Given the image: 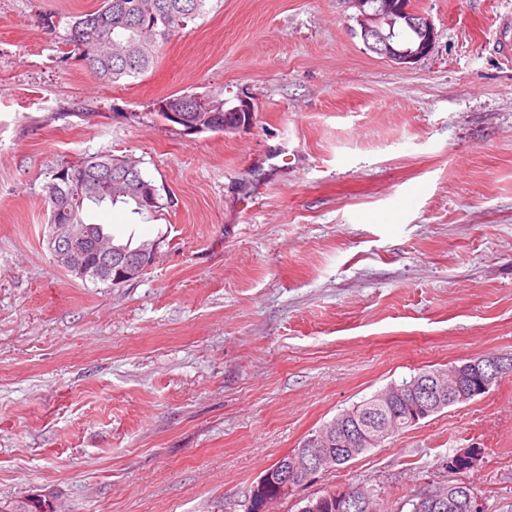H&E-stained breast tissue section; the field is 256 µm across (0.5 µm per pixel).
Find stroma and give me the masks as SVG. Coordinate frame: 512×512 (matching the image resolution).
<instances>
[{
    "mask_svg": "<svg viewBox=\"0 0 512 512\" xmlns=\"http://www.w3.org/2000/svg\"><path fill=\"white\" fill-rule=\"evenodd\" d=\"M433 49L403 68L347 0H210L131 84L64 41L99 0H0V498L58 512H246L257 479L386 385L512 354V0H412ZM55 26L47 28L44 19ZM223 91L257 119L189 134L158 101ZM130 154L168 205H86L159 240L118 288L59 268L42 184ZM465 473L512 512V375L278 503L353 484L387 512ZM483 450L480 448H464L455 452L453 455L448 456V459L444 462L445 468L448 469V473H458L469 470H474L478 467L479 462L483 458ZM464 461L468 467L465 469H459L457 461Z\"/></svg>",
    "mask_w": 512,
    "mask_h": 512,
    "instance_id": "obj_1",
    "label": "stroma"
}]
</instances>
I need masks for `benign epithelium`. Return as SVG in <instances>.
Returning <instances> with one entry per match:
<instances>
[{
	"instance_id": "7a95c632",
	"label": "benign epithelium",
	"mask_w": 512,
	"mask_h": 512,
	"mask_svg": "<svg viewBox=\"0 0 512 512\" xmlns=\"http://www.w3.org/2000/svg\"><path fill=\"white\" fill-rule=\"evenodd\" d=\"M355 8V20L365 45L374 53L397 64H407L418 59V53L411 51L408 42L396 37L403 28L419 35L429 36V43H435V28L431 20L421 13L405 10L403 21H398L390 9L381 10L370 4V0H351ZM165 112L166 121L183 127V131L193 134L224 129L226 132L249 128L255 121V105L248 98L240 96L232 106L224 107L226 112H246V123L226 120L224 124L214 121V115L199 112H186L180 101L165 102L160 105ZM47 248L58 266L81 280L98 277L116 279L128 283L138 278L144 269L155 262L158 243L142 245L136 252L128 253L118 246L96 243L91 240L89 226L86 224H49L47 225ZM117 276H112V272ZM512 366V355H489L472 362L459 365L452 363L445 368H437L421 379L405 387L413 392L421 405V418H426L448 406V403L462 399L459 394V378L471 371H484L483 389L488 391L499 382L501 374ZM402 396V391L394 385H388L372 397L374 404L382 407L390 405ZM397 432L394 418L385 417L374 425L360 424L348 426L345 418L330 420L323 430L309 438L305 448L293 452L283 460L281 475L286 493L294 492L291 481L297 479L301 485L311 482L322 472L336 469V453L324 448V445L336 442L338 445L355 444L362 448L383 446ZM483 458L480 448H464L448 456L444 462L450 473H458L457 461L462 460L468 469L474 470ZM351 498L357 501L361 512H373L374 492L363 486H357Z\"/></svg>"
}]
</instances>
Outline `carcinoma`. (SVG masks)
Returning a JSON list of instances; mask_svg holds the SVG:
<instances>
[{"label": "carcinoma", "instance_id": "obj_1", "mask_svg": "<svg viewBox=\"0 0 512 512\" xmlns=\"http://www.w3.org/2000/svg\"><path fill=\"white\" fill-rule=\"evenodd\" d=\"M210 0H101L95 10L80 14L68 23L66 44L84 66L101 82L119 84L138 79L151 70L159 49L176 33L206 11ZM64 165L51 170L42 185L43 196L53 224H79L88 202L96 205L135 203V213H158L163 204L140 205L129 185L137 181L151 183L139 164L126 156L97 152L74 163L69 175L60 176ZM416 403L405 396L392 409L403 421L399 432L412 427ZM269 475L253 486L251 496L279 500L282 497L278 465L268 468ZM409 512H468L464 497L455 495V506H441L420 501V495L408 500ZM0 512H38L37 505L24 497L0 501Z\"/></svg>", "mask_w": 512, "mask_h": 512}]
</instances>
